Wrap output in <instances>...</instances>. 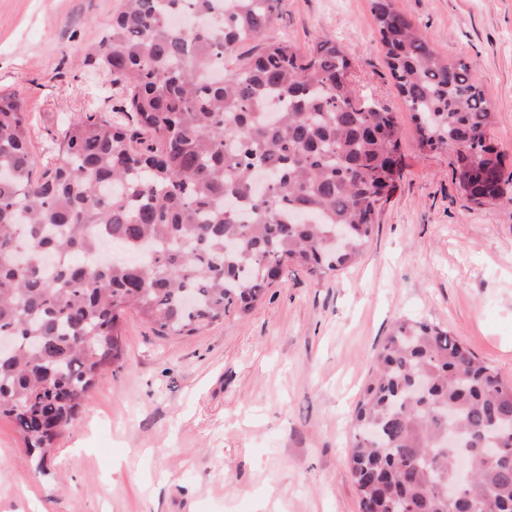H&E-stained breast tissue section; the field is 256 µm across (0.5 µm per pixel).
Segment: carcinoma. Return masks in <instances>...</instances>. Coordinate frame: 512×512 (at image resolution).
Listing matches in <instances>:
<instances>
[{
    "label": "carcinoma",
    "mask_w": 512,
    "mask_h": 512,
    "mask_svg": "<svg viewBox=\"0 0 512 512\" xmlns=\"http://www.w3.org/2000/svg\"><path fill=\"white\" fill-rule=\"evenodd\" d=\"M279 0H122L85 60L116 99L75 113L36 162L23 99L0 94V418L48 452L121 361L131 308L159 336L246 314L284 268L353 263L400 178L393 112L324 39L254 56ZM386 64L424 151H448L476 204L512 184L487 140L474 62L440 58L393 0H372ZM191 14L190 29L171 19ZM350 469L370 512H512V383L448 330L396 322L351 414ZM457 439L448 444V436ZM463 455L471 480L448 499Z\"/></svg>",
    "instance_id": "obj_1"
}]
</instances>
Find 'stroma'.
<instances>
[{"instance_id": "35a3bbf8", "label": "stroma", "mask_w": 512, "mask_h": 512, "mask_svg": "<svg viewBox=\"0 0 512 512\" xmlns=\"http://www.w3.org/2000/svg\"><path fill=\"white\" fill-rule=\"evenodd\" d=\"M121 0H0V91L19 92L44 158L106 73L83 65ZM438 54L476 61L512 171V0H394ZM333 37L353 81L393 112L401 177L357 264L291 267L247 315L160 336L135 311L123 360L37 473L0 419V512H360L350 412L391 327L423 319L512 380V201L458 190L424 152L385 62L371 0H280L264 41Z\"/></svg>"}]
</instances>
